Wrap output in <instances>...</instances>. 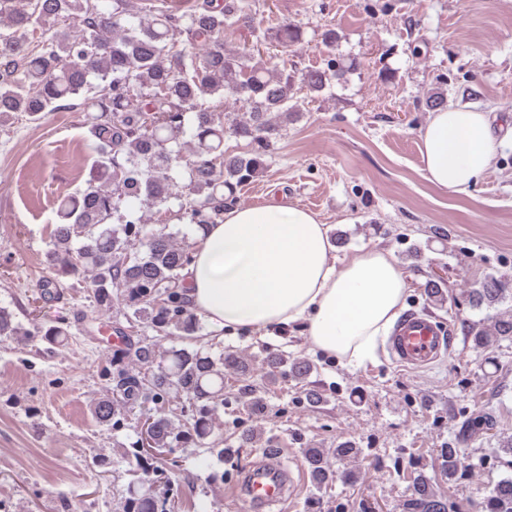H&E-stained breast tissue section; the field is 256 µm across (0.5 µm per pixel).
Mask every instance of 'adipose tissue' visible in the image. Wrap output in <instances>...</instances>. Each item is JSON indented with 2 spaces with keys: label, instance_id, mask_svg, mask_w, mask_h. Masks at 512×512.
I'll return each mask as SVG.
<instances>
[{
  "label": "adipose tissue",
  "instance_id": "1",
  "mask_svg": "<svg viewBox=\"0 0 512 512\" xmlns=\"http://www.w3.org/2000/svg\"><path fill=\"white\" fill-rule=\"evenodd\" d=\"M420 139L427 180L456 192L484 177L497 150L487 113L453 107L434 112ZM182 276L190 308L213 331L298 324L314 351L351 365L372 357L407 292L388 252L337 261L327 225L285 202L226 207L198 234Z\"/></svg>",
  "mask_w": 512,
  "mask_h": 512
}]
</instances>
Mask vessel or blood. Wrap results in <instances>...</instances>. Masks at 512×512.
<instances>
[{
  "mask_svg": "<svg viewBox=\"0 0 512 512\" xmlns=\"http://www.w3.org/2000/svg\"><path fill=\"white\" fill-rule=\"evenodd\" d=\"M453 344L450 328L440 319L423 313L406 315L393 328L386 351L390 361L403 369L419 370L431 366ZM295 475L284 473L272 458H265L249 467L244 496L250 512L285 502L296 491Z\"/></svg>",
  "mask_w": 512,
  "mask_h": 512,
  "instance_id": "vessel-or-blood-1",
  "label": "vessel or blood"
}]
</instances>
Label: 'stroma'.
<instances>
[{
	"mask_svg": "<svg viewBox=\"0 0 512 512\" xmlns=\"http://www.w3.org/2000/svg\"><path fill=\"white\" fill-rule=\"evenodd\" d=\"M286 19L302 26L303 45L261 49L264 61L297 76L319 67L321 33L331 28L337 57L360 65L318 97L297 88L300 110L265 171L238 188L239 204L282 200L315 212L340 260L390 252L407 277L406 310L449 322L453 348L424 370L392 365L380 348L351 366L313 352L294 328L231 336L202 326L198 346L250 359L253 377L263 374L268 352L308 360L313 370L302 382L281 377L258 419L248 418L239 382L226 373L214 437L230 458L176 446L163 468L181 512H236L245 471L266 450L278 449L282 464L298 470L306 446L331 450L349 440L357 458L329 463L352 472L351 480L320 490L305 478L298 498L275 512H405L421 476L447 498L449 512H474L492 483L512 476L499 449L512 435V341L483 350L470 336L494 310H512V0H255L257 29ZM439 87L449 105L488 113L498 143L494 165L464 193L435 187L423 170L425 101ZM95 157L86 113L0 123V307L24 326L41 308L70 331L61 347L0 337V512H122L131 479L146 408L114 427L90 412L108 388L103 339L129 325L119 309L101 316L89 288L55 278L45 263L59 200L84 188ZM489 275L509 284L494 309L469 300ZM431 280L442 282L446 302L427 298ZM308 388L319 392L318 403L306 400ZM485 411L493 429L461 443L467 465L447 476L441 448ZM245 428L258 438L242 448Z\"/></svg>",
	"mask_w": 512,
	"mask_h": 512,
	"instance_id": "35a3bbf8",
	"label": "stroma"
}]
</instances>
